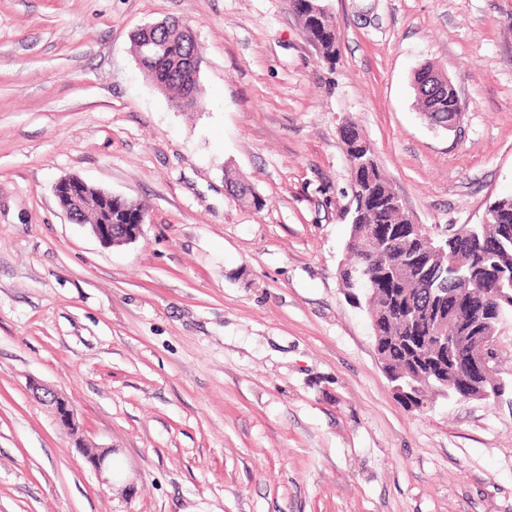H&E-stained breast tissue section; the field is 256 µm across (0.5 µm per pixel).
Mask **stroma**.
<instances>
[{
	"instance_id": "obj_1",
	"label": "stroma",
	"mask_w": 512,
	"mask_h": 512,
	"mask_svg": "<svg viewBox=\"0 0 512 512\" xmlns=\"http://www.w3.org/2000/svg\"><path fill=\"white\" fill-rule=\"evenodd\" d=\"M335 69L289 0H0V512H512V392L398 401L345 298L340 128L370 141L416 223H481L512 194V0H330ZM202 48L196 111L132 51L148 23ZM463 112L431 128L412 77ZM248 180L262 209L229 198ZM141 202L104 247L54 193ZM109 446L102 485L31 381ZM432 70L435 69L431 66H428L424 69H421L420 71H416L413 77V89L415 88L414 91L416 90V102L420 112H422L425 109L426 104L419 95L418 86L422 83L425 72ZM453 105L454 102H451L450 98L446 94L445 98L442 101H440L441 108L439 109V112H433L431 115H426V112H422V114L427 117L431 125L438 129L444 130L445 124L448 122V106L452 107ZM460 116L461 114L457 116L455 119L450 120L448 122V131H454L458 127Z\"/></svg>"
}]
</instances>
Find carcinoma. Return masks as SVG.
I'll use <instances>...</instances> for the list:
<instances>
[{"label": "carcinoma", "instance_id": "obj_1", "mask_svg": "<svg viewBox=\"0 0 512 512\" xmlns=\"http://www.w3.org/2000/svg\"><path fill=\"white\" fill-rule=\"evenodd\" d=\"M294 14L307 41L317 51L320 62L329 68L336 66L340 56L336 27L331 13L320 11L319 0H291ZM169 42L165 54L143 56L138 37H133V51L146 77L162 92L171 93L175 106L182 111L200 106L202 92L199 79L185 73L184 58L193 51V43L174 26L162 31ZM450 98L440 101V109L427 116L438 129L448 122ZM347 157H359L367 139L357 126L349 121L340 129ZM354 205L367 213L362 224L350 225L346 243L348 262L341 265L339 278L347 299L362 309L368 320L375 321L379 344L395 367L408 372L421 390L434 393L441 389L448 398L460 397L455 380L461 365L448 362L434 346L433 318L441 310V289L477 288L484 296V318L494 321L512 317V305L504 306L501 296L512 294V282L499 274L512 272V234L502 236V226L512 227V196L494 200L490 204V219L477 226V234L467 242L461 259L452 251L434 252L429 263L416 259L417 245L406 235L409 216L387 205L393 197V188L377 160L350 171ZM226 188L240 203L256 209L265 206L264 200L244 178L229 175ZM143 206L133 201L128 205H112V223L131 224ZM498 241L493 254L485 253V242ZM479 316L463 310L454 316L458 323V357L481 342L473 331Z\"/></svg>", "mask_w": 512, "mask_h": 512}]
</instances>
